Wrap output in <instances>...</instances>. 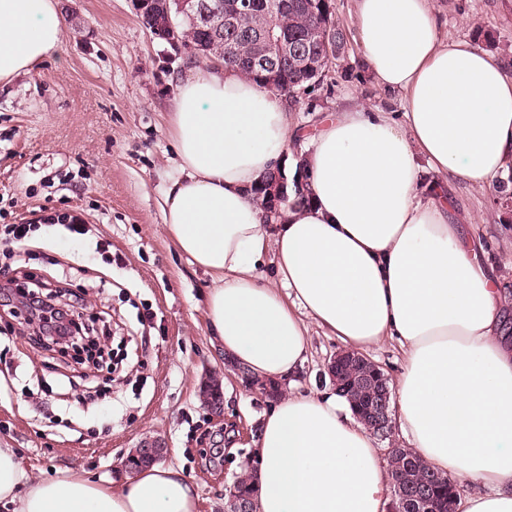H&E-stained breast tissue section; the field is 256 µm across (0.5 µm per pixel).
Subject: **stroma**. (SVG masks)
Instances as JSON below:
<instances>
[{"label":"stroma","mask_w":512,"mask_h":512,"mask_svg":"<svg viewBox=\"0 0 512 512\" xmlns=\"http://www.w3.org/2000/svg\"><path fill=\"white\" fill-rule=\"evenodd\" d=\"M58 5L65 19L60 50L0 83V225L35 223L10 278L22 284L30 276H65L83 300L84 321L105 338L111 368L36 347L20 333V317L1 306L0 329L19 335L0 361V448L13 449L33 477L71 469L108 480L141 440L158 437L168 448L166 463L197 485L198 512H224L225 495L251 461L266 397L225 371L206 321L212 279L175 247L161 213L176 173L168 114L179 82L202 60L152 34L135 0ZM436 5L445 37L512 66V0ZM349 48L347 72L289 105L300 131L351 97L401 117L399 96L379 91L357 43ZM452 190L459 215L512 294V173L481 190L460 182ZM64 213L80 216L88 234L74 238L41 223ZM104 248L112 263L102 259ZM342 348L312 329L300 391L330 387L327 363ZM209 373L223 385L220 418L208 414L200 396ZM226 432L234 449L206 466L205 454Z\"/></svg>","instance_id":"1"}]
</instances>
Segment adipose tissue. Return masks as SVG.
<instances>
[{
	"label": "adipose tissue",
	"instance_id": "adipose-tissue-1",
	"mask_svg": "<svg viewBox=\"0 0 512 512\" xmlns=\"http://www.w3.org/2000/svg\"><path fill=\"white\" fill-rule=\"evenodd\" d=\"M375 86L404 119L360 102L325 115L299 156L284 98L221 66L197 67L169 116L177 174L163 221L215 281L206 315L226 356L275 381L296 377L311 328L354 351L397 342L395 421L426 464L470 486L458 512H512V344L507 298L450 184L512 170V76L495 54L442 36L434 0H353ZM56 0H0V81L58 49ZM288 197L267 212L259 187ZM271 260L275 276L259 271ZM255 512H388L386 459L344 397L281 395L252 441ZM196 485L152 465L120 483L64 470L30 478L0 448L9 512H197Z\"/></svg>",
	"mask_w": 512,
	"mask_h": 512
}]
</instances>
